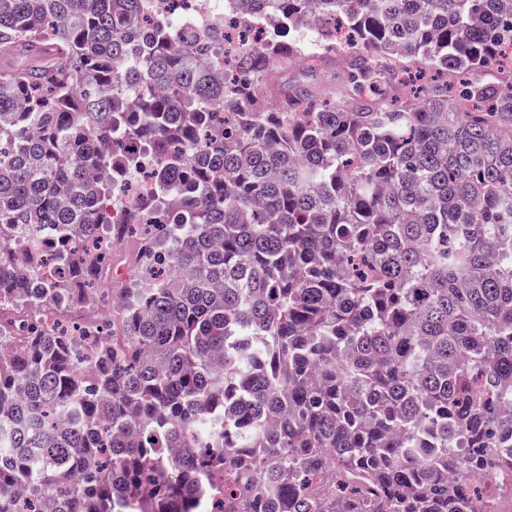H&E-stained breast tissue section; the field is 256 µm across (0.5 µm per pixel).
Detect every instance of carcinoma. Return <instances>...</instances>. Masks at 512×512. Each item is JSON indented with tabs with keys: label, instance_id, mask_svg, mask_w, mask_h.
<instances>
[{
	"label": "carcinoma",
	"instance_id": "carcinoma-1",
	"mask_svg": "<svg viewBox=\"0 0 512 512\" xmlns=\"http://www.w3.org/2000/svg\"><path fill=\"white\" fill-rule=\"evenodd\" d=\"M246 2L278 28L225 71L224 28L154 0H0L29 58L0 68V512H479L468 473L508 482L512 0ZM318 15L360 41L334 105L267 82Z\"/></svg>",
	"mask_w": 512,
	"mask_h": 512
}]
</instances>
